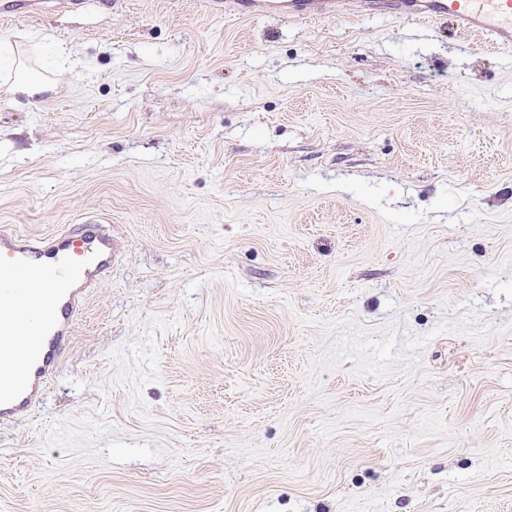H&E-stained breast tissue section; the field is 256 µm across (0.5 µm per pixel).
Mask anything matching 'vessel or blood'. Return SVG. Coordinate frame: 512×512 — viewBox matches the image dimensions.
I'll use <instances>...</instances> for the list:
<instances>
[{"label": "vessel or blood", "mask_w": 512, "mask_h": 512, "mask_svg": "<svg viewBox=\"0 0 512 512\" xmlns=\"http://www.w3.org/2000/svg\"><path fill=\"white\" fill-rule=\"evenodd\" d=\"M216 17L281 16L318 22L385 12L412 21L449 22L463 34L512 49V0H204ZM44 0H0V17H26ZM119 255L112 234L96 221L32 236L0 227V424L26 412L57 375L65 344L90 292L111 276ZM40 297L50 315L23 328L15 302Z\"/></svg>", "instance_id": "1"}]
</instances>
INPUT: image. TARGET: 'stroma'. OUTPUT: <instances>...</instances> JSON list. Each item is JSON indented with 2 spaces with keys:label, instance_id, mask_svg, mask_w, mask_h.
<instances>
[{
  "label": "stroma",
  "instance_id": "obj_1",
  "mask_svg": "<svg viewBox=\"0 0 512 512\" xmlns=\"http://www.w3.org/2000/svg\"><path fill=\"white\" fill-rule=\"evenodd\" d=\"M0 225L120 247L0 512H512V51L386 16L0 20ZM3 60L9 62V67L4 71L1 67L0 80H3V85L12 97L32 99L51 88L46 75L31 69L21 61L17 45L0 39V61Z\"/></svg>",
  "mask_w": 512,
  "mask_h": 512
}]
</instances>
